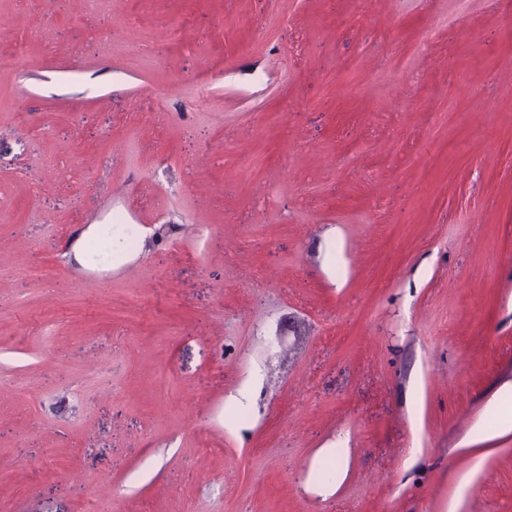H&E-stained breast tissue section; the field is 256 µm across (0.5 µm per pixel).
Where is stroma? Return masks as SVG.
I'll use <instances>...</instances> for the list:
<instances>
[{
	"instance_id": "obj_1",
	"label": "stroma",
	"mask_w": 512,
	"mask_h": 512,
	"mask_svg": "<svg viewBox=\"0 0 512 512\" xmlns=\"http://www.w3.org/2000/svg\"><path fill=\"white\" fill-rule=\"evenodd\" d=\"M0 25V512H512V0ZM97 235V229L91 225L83 239L75 246V260L84 267L104 266L112 268V257L114 255H124L127 252V248L123 245V229L112 230V236L107 241L102 242L98 250H91L86 246V241L89 237Z\"/></svg>"
}]
</instances>
